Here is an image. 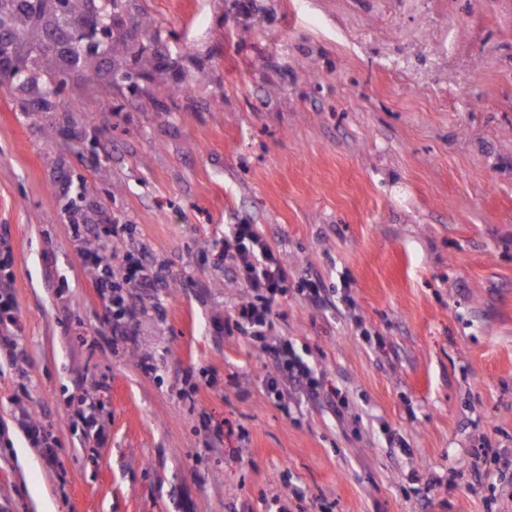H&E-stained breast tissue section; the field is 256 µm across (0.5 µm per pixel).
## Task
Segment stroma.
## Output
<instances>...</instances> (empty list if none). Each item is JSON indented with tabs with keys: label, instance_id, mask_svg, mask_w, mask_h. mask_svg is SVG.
<instances>
[{
	"label": "stroma",
	"instance_id": "obj_1",
	"mask_svg": "<svg viewBox=\"0 0 512 512\" xmlns=\"http://www.w3.org/2000/svg\"><path fill=\"white\" fill-rule=\"evenodd\" d=\"M129 0L145 56L182 93L150 104L125 47L58 58L59 92L0 83V231L23 327L0 357V422L25 388L59 443L47 467L0 443V512H512V0H447L448 62L412 43L426 0ZM204 15L195 24V15ZM407 55L410 73L387 63ZM125 224L156 288L112 318L64 206ZM256 225L288 265L275 337L316 391L224 319L251 294L224 227ZM320 278L325 305L300 293ZM96 403L104 440L76 413Z\"/></svg>",
	"mask_w": 512,
	"mask_h": 512
}]
</instances>
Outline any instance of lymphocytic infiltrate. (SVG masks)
Wrapping results in <instances>:
<instances>
[{
  "instance_id": "lymphocytic-infiltrate-1",
  "label": "lymphocytic infiltrate",
  "mask_w": 512,
  "mask_h": 512,
  "mask_svg": "<svg viewBox=\"0 0 512 512\" xmlns=\"http://www.w3.org/2000/svg\"><path fill=\"white\" fill-rule=\"evenodd\" d=\"M84 263L95 274L99 297L112 317V333L131 335L135 313L123 293L124 287H154L159 274L142 260L129 259L119 267L111 263L99 250L85 249ZM14 259L5 236L0 235V352L16 357L18 337L22 331L18 304L13 290ZM224 268L232 278L250 288L252 301L240 305L225 319L226 332L243 331L256 343L259 351L276 361L283 372L282 379H271V387L280 381L307 390H315L317 379L308 363L299 358L293 344L287 339H274V303L288 279V266L272 250L255 225L242 221L228 225L224 231Z\"/></svg>"
}]
</instances>
